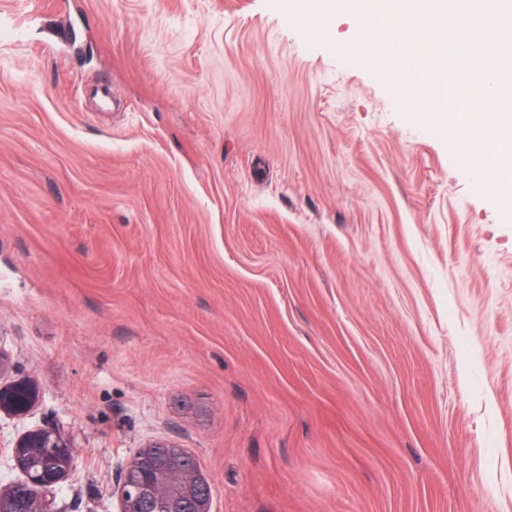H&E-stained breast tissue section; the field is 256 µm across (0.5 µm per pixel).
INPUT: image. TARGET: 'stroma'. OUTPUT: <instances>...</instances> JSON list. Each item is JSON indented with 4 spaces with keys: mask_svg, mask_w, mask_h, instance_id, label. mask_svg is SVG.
<instances>
[{
    "mask_svg": "<svg viewBox=\"0 0 512 512\" xmlns=\"http://www.w3.org/2000/svg\"><path fill=\"white\" fill-rule=\"evenodd\" d=\"M312 0H0V454L59 512L192 452L211 512H512V216ZM40 448H48L53 462L37 475H29L28 461ZM75 446L58 428L42 426L28 430L9 449L6 467L18 471L24 480L13 481L0 490V512H57L55 491L68 476L75 462Z\"/></svg>",
    "mask_w": 512,
    "mask_h": 512,
    "instance_id": "obj_1",
    "label": "stroma"
}]
</instances>
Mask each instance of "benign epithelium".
Masks as SVG:
<instances>
[{"mask_svg": "<svg viewBox=\"0 0 512 512\" xmlns=\"http://www.w3.org/2000/svg\"><path fill=\"white\" fill-rule=\"evenodd\" d=\"M13 386L0 390V409L20 414L25 409L13 402ZM46 448L53 462L37 475L28 473L30 457ZM176 445L158 441L134 453L125 463L119 488V512H211L210 484L198 469L190 465L176 470L169 450ZM75 462V446L59 429L42 426L28 430L9 449L6 467L18 471L24 479L13 481L0 490V512H57L55 491L68 476Z\"/></svg>", "mask_w": 512, "mask_h": 512, "instance_id": "1", "label": "benign epithelium"}]
</instances>
